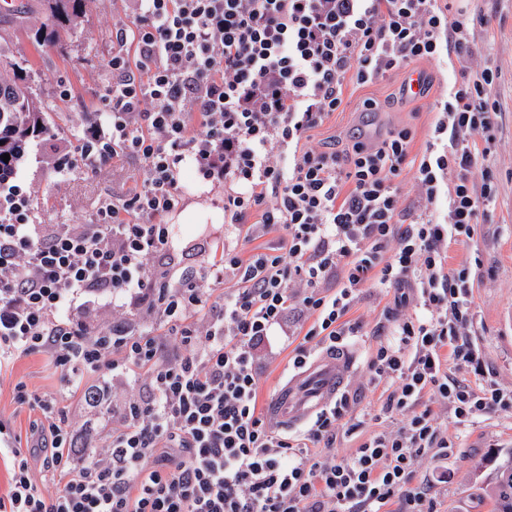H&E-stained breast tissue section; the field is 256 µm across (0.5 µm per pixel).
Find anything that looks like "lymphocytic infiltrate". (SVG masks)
<instances>
[{
    "instance_id": "f902f5d3",
    "label": "lymphocytic infiltrate",
    "mask_w": 512,
    "mask_h": 512,
    "mask_svg": "<svg viewBox=\"0 0 512 512\" xmlns=\"http://www.w3.org/2000/svg\"><path fill=\"white\" fill-rule=\"evenodd\" d=\"M138 2L112 33L121 42L135 30L139 63L108 60L112 115L58 166L131 157L139 186L103 200L96 223L35 224L27 193L0 180V366L45 353L88 404L110 394L84 386L88 376L124 377L132 392L95 434L58 397L16 384L15 402L36 418L25 439L0 421L10 461L0 512H386L397 496L403 512H434L411 482L419 460L456 446L436 407L460 430L512 409V390L468 335L473 268L447 263L450 244L478 237L498 193V69L462 66L422 156L407 126L377 142L353 136L343 152L304 141L341 107L346 79L382 80L445 48L469 54L473 19L448 0ZM187 158L203 180L229 181L226 224L276 244L224 247L175 279L150 266L174 251L162 218L180 203ZM370 288L393 290L397 307L368 362L379 412L358 414L355 392L303 432L270 426L258 402L266 349L292 348L288 365L300 369L346 346L362 332L349 313ZM100 295L131 299L155 330L96 323L89 306L62 318ZM340 437L358 439L350 455L337 456ZM40 472L59 483L55 494Z\"/></svg>"
}]
</instances>
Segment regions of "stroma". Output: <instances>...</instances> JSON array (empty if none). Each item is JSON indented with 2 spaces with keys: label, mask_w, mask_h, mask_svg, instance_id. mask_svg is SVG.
Masks as SVG:
<instances>
[{
  "label": "stroma",
  "mask_w": 512,
  "mask_h": 512,
  "mask_svg": "<svg viewBox=\"0 0 512 512\" xmlns=\"http://www.w3.org/2000/svg\"><path fill=\"white\" fill-rule=\"evenodd\" d=\"M137 8L136 0H85L76 29L52 46L35 43L39 23L31 16L8 32L13 52L30 63V84L51 128L49 135L34 141L18 170L32 200L34 223H93L100 201L125 195L137 184L139 164L128 158L71 172L57 167L58 159L73 151L83 132L101 114L112 110V73L106 61L120 48L130 63H137L135 40H127L121 47L112 40L113 23L132 16ZM449 8L466 11L476 19L491 16L489 27L476 29L473 59L479 62L487 58L497 66L501 112L491 159L499 180L498 196L487 210L482 236L468 245H450L448 262L474 263L479 278L473 294L472 339L486 367L496 373L503 386L512 389V0H450ZM460 71L455 54L444 52L435 60L411 63L382 81L359 85L346 80L341 108L312 131L311 142L340 151L346 148L352 132L376 141L404 125L415 132L413 153H422L436 119L437 104L459 80ZM412 72L424 74L429 84L424 96L403 95L402 84ZM369 98L378 102V111L363 112L362 103ZM181 176L192 188L164 221L180 227L174 241L183 265H203L226 244L250 250V243L238 240L224 222L223 183L199 182L190 163L183 166ZM393 300V294L370 290L350 314L351 319L362 322L364 334L349 344L356 362L347 388L361 390L358 409L364 413L374 414L379 409L381 391L368 383L367 360L377 343L375 332L385 321L383 312ZM20 382L41 394H62V404L76 424L90 421L103 428L112 423L111 405L92 408L78 394L63 393L61 376L46 355L33 353L19 356L0 369V420L18 434L26 433L34 417L13 399L14 387ZM439 420L457 446L450 457L430 455L420 460L413 485L428 494L436 512H490L492 501L479 493L478 487L488 481L493 460L512 449V410L485 416L462 433L453 428L449 413H440Z\"/></svg>",
  "instance_id": "1"
}]
</instances>
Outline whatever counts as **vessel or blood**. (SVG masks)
<instances>
[{
    "label": "vessel or blood",
    "mask_w": 512,
    "mask_h": 512,
    "mask_svg": "<svg viewBox=\"0 0 512 512\" xmlns=\"http://www.w3.org/2000/svg\"><path fill=\"white\" fill-rule=\"evenodd\" d=\"M354 363L348 350L321 352L289 376L268 406V419L291 428L305 424L339 394Z\"/></svg>",
    "instance_id": "1"
}]
</instances>
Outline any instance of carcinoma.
Here are the masks:
<instances>
[{
  "label": "carcinoma",
  "instance_id": "cac0c4a2",
  "mask_svg": "<svg viewBox=\"0 0 512 512\" xmlns=\"http://www.w3.org/2000/svg\"><path fill=\"white\" fill-rule=\"evenodd\" d=\"M84 0H40L42 19L35 32L44 43L59 41L75 28ZM49 130L44 111L29 85V62L0 40V178L13 174L32 142ZM9 154L5 162L1 155ZM492 512H512V451L496 468Z\"/></svg>",
  "mask_w": 512,
  "mask_h": 512
}]
</instances>
